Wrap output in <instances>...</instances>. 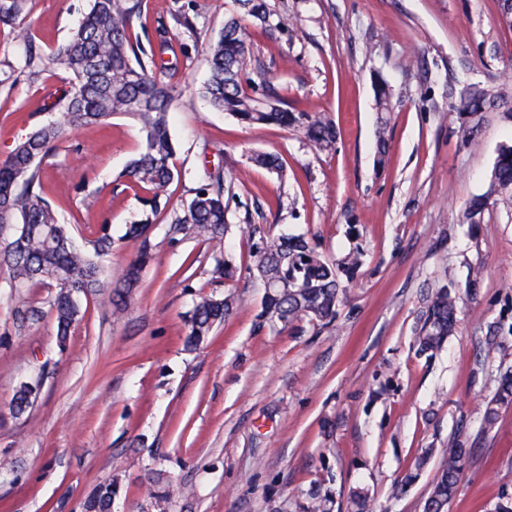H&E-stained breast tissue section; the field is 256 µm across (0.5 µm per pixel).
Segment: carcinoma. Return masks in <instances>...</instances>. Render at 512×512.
I'll return each mask as SVG.
<instances>
[{
	"label": "carcinoma",
	"mask_w": 512,
	"mask_h": 512,
	"mask_svg": "<svg viewBox=\"0 0 512 512\" xmlns=\"http://www.w3.org/2000/svg\"><path fill=\"white\" fill-rule=\"evenodd\" d=\"M237 14L224 21L219 38L205 48L209 78L201 94L210 105L227 112L248 125L277 124L298 128L316 150H326L336 143V125L326 114L291 112L275 94L264 64L252 58L244 19L267 27L277 18L275 28H288V17L275 15L269 0H235ZM27 7V0H0V24L14 25ZM141 20V0H92L70 38L48 59L29 50L19 74L30 83L55 75L61 69L68 74L57 101L44 110L62 112V120L50 119L18 140L6 159L0 161V235L10 230L11 240L0 248V266L20 286L47 285L55 289L49 307L55 316L57 340L66 345L72 326L80 316L79 299L97 296L111 287L102 258L112 251V235L103 225L97 236L80 243L64 224L58 211L47 199L41 179L40 163L58 147L64 127L107 126L117 115H130L141 125L144 148L122 177L146 192L145 205L150 215L129 226L125 239L138 244V252L127 266L121 288L111 296L112 315L121 317L127 307L126 296L139 286L144 265L151 258L148 231L155 218L170 220L171 241L201 237L221 243L228 233L227 204L224 193L231 185L224 171L210 173L208 182L196 189L184 214L167 211L169 187L180 178L173 163L174 144L169 130V113L175 96L170 86L169 68L147 54L134 23ZM256 74L265 93L258 98L243 88L247 72ZM377 111H391L387 83L374 84ZM512 94L504 88L468 85L461 89L453 105L463 143L473 140L484 122L485 114L512 107ZM387 119L380 118L377 129L376 165L382 167L387 156ZM254 166L271 172L284 171L283 162L274 153H257ZM512 211V144L501 145L489 175L485 193L471 199L462 219L466 224H480L489 207ZM250 267L253 277L266 290L263 320L271 325L300 327L323 326L336 317L345 285L361 266L363 253L355 248L338 260L326 258L314 240L304 235L290 237L270 234L264 225H247ZM238 299L232 293L219 298L200 295L194 302L188 321L185 346L195 349L203 344L213 328L224 323ZM458 296L444 284L431 289L416 316L413 345L417 353L439 350L457 330ZM37 387L21 385L13 397L15 413L23 414L33 405ZM512 404V372L501 375L494 396L487 402L482 425L491 429L499 409ZM472 449L459 436L448 437L438 473L423 504V512H447L454 500ZM120 482L111 478L98 484L85 498L83 512H112ZM153 507L161 509L168 499L161 474L149 479ZM347 512H379V507L364 493L354 491L347 500Z\"/></svg>",
	"instance_id": "cac0c4a2"
}]
</instances>
